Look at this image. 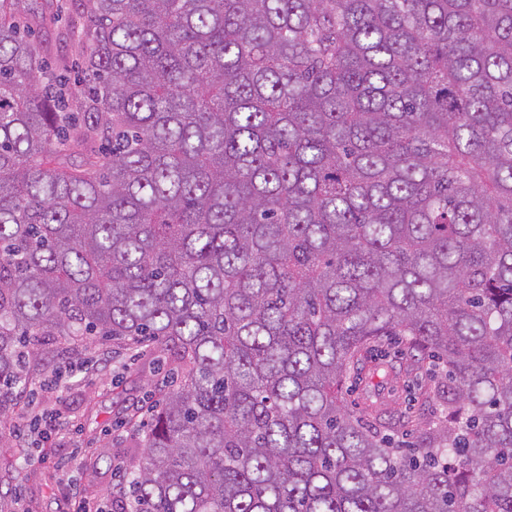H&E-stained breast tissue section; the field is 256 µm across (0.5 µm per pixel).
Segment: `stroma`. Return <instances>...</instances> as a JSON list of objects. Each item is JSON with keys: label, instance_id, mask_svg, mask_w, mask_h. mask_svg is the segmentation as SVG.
Returning a JSON list of instances; mask_svg holds the SVG:
<instances>
[{"label": "stroma", "instance_id": "35a3bbf8", "mask_svg": "<svg viewBox=\"0 0 512 512\" xmlns=\"http://www.w3.org/2000/svg\"><path fill=\"white\" fill-rule=\"evenodd\" d=\"M61 348L49 345L46 371L17 395L25 429L0 448L5 512H75L82 497L110 512L138 455L126 418L148 421L171 385V359L159 350L100 346L74 358Z\"/></svg>", "mask_w": 512, "mask_h": 512}]
</instances>
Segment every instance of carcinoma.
<instances>
[{
	"label": "carcinoma",
	"instance_id": "obj_1",
	"mask_svg": "<svg viewBox=\"0 0 512 512\" xmlns=\"http://www.w3.org/2000/svg\"><path fill=\"white\" fill-rule=\"evenodd\" d=\"M19 2L0 423L51 341L159 348L119 512H512V0H84L54 67Z\"/></svg>",
	"mask_w": 512,
	"mask_h": 512
}]
</instances>
